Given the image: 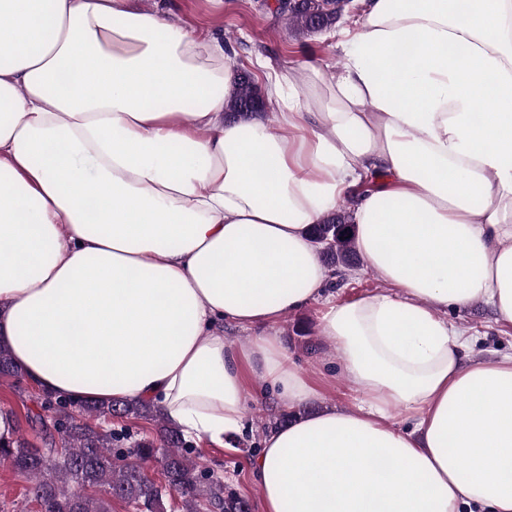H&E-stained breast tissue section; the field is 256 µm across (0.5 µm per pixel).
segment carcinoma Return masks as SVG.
<instances>
[{
  "label": "carcinoma",
  "mask_w": 512,
  "mask_h": 512,
  "mask_svg": "<svg viewBox=\"0 0 512 512\" xmlns=\"http://www.w3.org/2000/svg\"><path fill=\"white\" fill-rule=\"evenodd\" d=\"M337 12L336 0H301L297 7L277 10L285 16L289 31L303 34L332 26ZM264 108L255 83L238 78L226 111L235 119L249 120ZM352 229L344 208L313 226V238L326 246L323 256L330 263L354 264ZM0 377H12L18 385L23 380L21 369L4 346H0ZM47 408L53 409L55 422L54 432L44 437V447L31 445L18 433L0 441V463L29 480V494L39 512H112L114 499L133 506L136 512H167L165 500L173 494L179 496L182 512H200L204 506L220 512H249L246 501L224 495L222 478L202 468L181 432L151 403L75 401L46 393L42 409ZM107 415L150 420L154 434L123 448L118 442L125 435L99 430L89 422L92 417ZM151 462L161 466L164 482L147 475L146 464Z\"/></svg>",
  "instance_id": "obj_1"
}]
</instances>
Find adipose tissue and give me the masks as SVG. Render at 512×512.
Returning a JSON list of instances; mask_svg holds the SVG:
<instances>
[{
    "label": "adipose tissue",
    "mask_w": 512,
    "mask_h": 512,
    "mask_svg": "<svg viewBox=\"0 0 512 512\" xmlns=\"http://www.w3.org/2000/svg\"><path fill=\"white\" fill-rule=\"evenodd\" d=\"M341 35L332 79L268 69L273 113L231 123L222 41L0 0V344L41 390L224 446L251 381L320 396L273 332L319 301L367 397L265 433L261 512H512V356L465 362L448 319L512 325V0H369ZM343 199L386 289L340 303L308 229Z\"/></svg>",
    "instance_id": "adipose-tissue-1"
}]
</instances>
